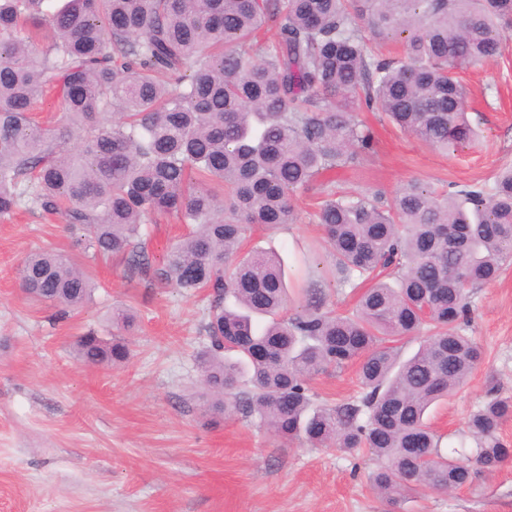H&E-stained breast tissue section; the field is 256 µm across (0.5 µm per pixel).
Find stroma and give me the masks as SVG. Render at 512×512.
I'll return each instance as SVG.
<instances>
[{"label": "stroma", "mask_w": 512, "mask_h": 512, "mask_svg": "<svg viewBox=\"0 0 512 512\" xmlns=\"http://www.w3.org/2000/svg\"><path fill=\"white\" fill-rule=\"evenodd\" d=\"M460 77L480 117L478 140L444 152L381 113L359 112L374 152L298 192L295 223L256 229L244 251L276 252L289 270L306 258L304 276L321 290L324 310H351L356 295L338 284L316 222L327 182L389 199L411 180L480 186L512 166V37L501 57ZM80 237L60 215L28 202L0 219V512H512V459L469 487L412 492L391 507L370 486L374 463L365 453L287 442L238 416L210 421L197 401L195 361L205 341V292L130 276L123 261L84 253ZM34 250L72 256L96 282L69 318L23 290L20 266ZM118 305L135 316L128 330L112 325ZM471 308L467 333L484 359L428 419L445 449L472 447L461 433L488 389L512 401V264L474 291ZM90 331L126 340L128 360L80 363L74 342ZM309 387L320 403L355 398L357 367L319 374Z\"/></svg>", "instance_id": "35a3bbf8"}]
</instances>
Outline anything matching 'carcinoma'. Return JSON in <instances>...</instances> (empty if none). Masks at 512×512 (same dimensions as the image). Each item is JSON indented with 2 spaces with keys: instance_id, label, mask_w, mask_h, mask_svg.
Listing matches in <instances>:
<instances>
[{
  "instance_id": "obj_1",
  "label": "carcinoma",
  "mask_w": 512,
  "mask_h": 512,
  "mask_svg": "<svg viewBox=\"0 0 512 512\" xmlns=\"http://www.w3.org/2000/svg\"><path fill=\"white\" fill-rule=\"evenodd\" d=\"M270 22L267 45L258 32ZM44 27L53 40L42 52L33 33ZM364 27L403 38V56L376 53ZM511 31L512 0H0V217L28 200L80 225L93 257L207 292L196 357L206 412L366 452L372 489L391 505L421 487L469 486L512 458L497 437L512 403L492 395L469 416L466 460L439 452L424 416L482 360L466 334L470 290L512 261V167L490 188L413 181L389 201L326 193L317 220L336 278L362 289L351 314L323 310L309 287L288 314L280 260L241 250L253 226L292 223L294 192L373 150L358 108L443 151L471 140L458 70L497 58ZM50 87L87 132L74 152L33 116ZM158 215L191 226L161 266L142 242ZM21 283L63 315L94 290L74 260L45 250L24 258ZM424 330L400 358L397 343ZM75 353L110 367L128 349L90 334ZM352 362L360 396L315 404L308 380Z\"/></svg>"
}]
</instances>
